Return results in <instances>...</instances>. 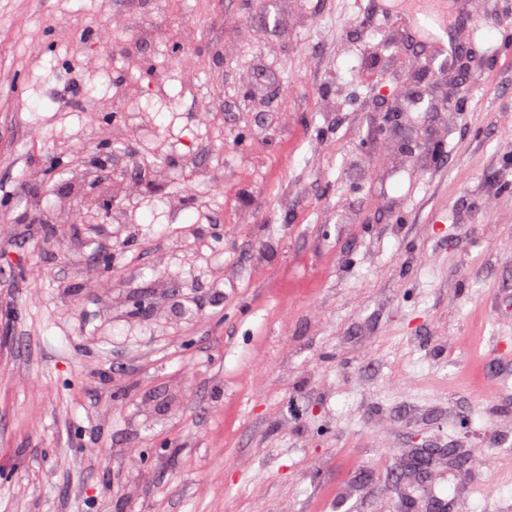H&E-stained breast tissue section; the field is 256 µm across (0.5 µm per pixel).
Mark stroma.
I'll use <instances>...</instances> for the list:
<instances>
[{"label":"stroma","mask_w":512,"mask_h":512,"mask_svg":"<svg viewBox=\"0 0 512 512\" xmlns=\"http://www.w3.org/2000/svg\"><path fill=\"white\" fill-rule=\"evenodd\" d=\"M423 7L0 0V512H512V0Z\"/></svg>","instance_id":"obj_1"}]
</instances>
